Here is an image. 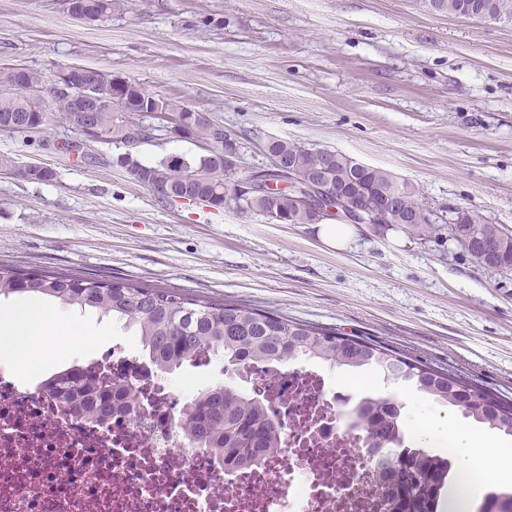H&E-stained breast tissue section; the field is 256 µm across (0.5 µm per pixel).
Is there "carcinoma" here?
<instances>
[{"mask_svg":"<svg viewBox=\"0 0 512 512\" xmlns=\"http://www.w3.org/2000/svg\"><path fill=\"white\" fill-rule=\"evenodd\" d=\"M86 15L91 21L121 7L119 0H85ZM438 12L454 16L472 15L493 23H512V0H429ZM115 77L108 71L94 74L93 90L101 98L115 93ZM129 96L146 97L147 106L157 112L176 116L187 124L192 138L209 145L207 152L194 158L161 159L140 164L134 181L148 188L163 184L172 192L205 195L216 208L224 203V193L234 188L235 172L224 168V149L212 146L213 123L197 122L187 107L179 102L153 95L140 85L129 82ZM52 101L65 120L77 125V113L69 111L70 99L60 92ZM48 116L42 95L22 90L0 94V127L45 125ZM103 142L115 146L130 142L143 143L154 130L126 120L114 112L99 113ZM92 140L83 143L66 141L62 149L80 153L90 164L98 161L91 149ZM273 151L291 165L295 180L303 183L323 170L330 183L345 193H369L377 198L399 196L401 212L411 217L410 233L427 237L439 226L418 190L400 182L388 171L370 167L337 151H313L301 144L279 139ZM244 211L256 212L278 224H317L331 219L298 205L288 190L274 197L262 195L239 204ZM484 229V246L475 251V228ZM448 231L484 268L512 270V232L496 236V225L465 210L454 211ZM37 293L49 296L65 306L91 308L125 322L135 331L148 356L165 372L185 362H193L206 353L224 356L231 365L242 368L251 362L274 361L280 365L301 357L319 359L333 367L357 371L373 367L385 376L410 383L417 391L436 401L458 407L462 414L512 436V404L497 401L479 389L441 372L413 363L383 346L344 336L341 332L294 321L242 302H216L188 297L161 288H145L131 283L80 277L49 270L21 273L0 267V296ZM52 394L68 398L75 393L87 395L83 411L90 420L108 417L112 398L141 405L137 387L127 380L103 378L96 383L78 371L53 378L48 384ZM360 426L378 443L394 444L401 434V406L385 398H366L361 404ZM188 419L182 432L194 446L207 448L226 464H262L280 448L283 425L272 421L266 401L250 396L229 385L200 391L187 405ZM449 473V460L428 455L416 448H402L393 472L385 462L378 465L380 478L391 486L388 512H438L443 482ZM486 502L493 509L485 512H512V495L492 493Z\"/></svg>","mask_w":512,"mask_h":512,"instance_id":"obj_1","label":"carcinoma"}]
</instances>
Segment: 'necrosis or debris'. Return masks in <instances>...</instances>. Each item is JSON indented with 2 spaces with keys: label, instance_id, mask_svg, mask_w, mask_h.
<instances>
[{
  "label": "necrosis or debris",
  "instance_id": "1",
  "mask_svg": "<svg viewBox=\"0 0 512 512\" xmlns=\"http://www.w3.org/2000/svg\"><path fill=\"white\" fill-rule=\"evenodd\" d=\"M80 369L137 383L144 412L116 399L109 418L91 423L43 381L1 371L0 512H385L370 439L341 424L347 396L318 372L245 369L248 393L267 400L285 431L262 466L228 468L173 423L193 381L171 386L118 343Z\"/></svg>",
  "mask_w": 512,
  "mask_h": 512
}]
</instances>
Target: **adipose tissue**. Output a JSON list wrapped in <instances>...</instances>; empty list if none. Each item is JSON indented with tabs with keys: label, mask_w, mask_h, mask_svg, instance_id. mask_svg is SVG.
Listing matches in <instances>:
<instances>
[{
	"label": "adipose tissue",
	"mask_w": 512,
	"mask_h": 512,
	"mask_svg": "<svg viewBox=\"0 0 512 512\" xmlns=\"http://www.w3.org/2000/svg\"><path fill=\"white\" fill-rule=\"evenodd\" d=\"M80 323L65 313L52 312L37 303H18L0 309V367L11 369L28 361L33 349L53 337L78 335ZM416 441L432 448H451L460 470H467L474 459L492 460L493 480L512 484V456H504L493 440L478 439L457 427L453 421L433 413L413 414L409 421Z\"/></svg>",
	"instance_id": "1"
}]
</instances>
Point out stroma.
<instances>
[{"label":"stroma","mask_w":512,"mask_h":512,"mask_svg":"<svg viewBox=\"0 0 512 512\" xmlns=\"http://www.w3.org/2000/svg\"><path fill=\"white\" fill-rule=\"evenodd\" d=\"M53 80L77 64L112 72L205 113L236 136L238 178L270 163L286 138L341 152L418 188L440 217L462 208L512 231V24L433 10L428 0H123L84 21L62 0H0V67ZM77 132L54 117L37 133L0 131L30 182L0 171V263L244 302L375 341L512 400V271L481 267L448 232L355 225L330 248L311 224H276L238 209L167 207L95 144L89 166L59 151ZM84 336L35 353L22 381L136 337L73 310ZM368 394L410 417L433 399L360 371Z\"/></svg>","instance_id":"obj_1"}]
</instances>
